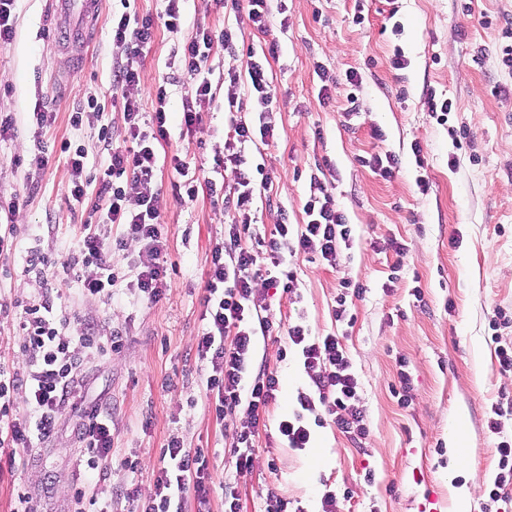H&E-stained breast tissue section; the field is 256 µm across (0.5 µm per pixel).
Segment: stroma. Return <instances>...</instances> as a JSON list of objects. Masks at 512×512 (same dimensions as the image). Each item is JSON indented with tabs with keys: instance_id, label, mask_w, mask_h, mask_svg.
I'll return each instance as SVG.
<instances>
[{
	"instance_id": "stroma-1",
	"label": "stroma",
	"mask_w": 512,
	"mask_h": 512,
	"mask_svg": "<svg viewBox=\"0 0 512 512\" xmlns=\"http://www.w3.org/2000/svg\"><path fill=\"white\" fill-rule=\"evenodd\" d=\"M112 0H103L95 38L80 61L56 42L47 0H18L16 35L0 45V113H13L15 138L0 143V197L25 181L35 190L16 211L14 254L0 257V301L30 298L36 284L26 270L30 249L66 254L87 207L71 205L64 161L31 171L35 150L30 113L46 102L57 114L50 134L82 146L88 170L98 173L106 152L97 138L101 120L87 100L110 99ZM178 31L158 28L143 62L142 96L162 76L182 77L183 43L197 26L233 27L239 44L261 49L276 41L265 64L274 99L265 121L262 154L271 182L258 194V232L274 233L280 219L307 221L311 179L324 183L352 228V242L337 267L299 254L292 257L294 291L258 283L275 329L259 338L258 353L276 368L281 391L266 416L248 472L226 475L224 452L233 426L247 421L245 407L216 420L205 406L202 363L195 338L203 326L207 258L233 213L200 192L178 199L169 165L149 190L166 226L171 286L155 304L131 293L111 305L85 298L77 283L60 290L63 307L107 320L125 331L123 346L88 357L78 374L80 395L59 414L56 433L27 463L0 474V512H9L13 488H25L37 512H70L75 487L93 486L81 463L74 430L86 407L112 414V512H134L150 495L160 450L170 437L208 449L213 463L210 508L224 512L233 491L241 512H261L268 493L288 498L292 512H319L325 489L336 492L335 512H456L450 489H473L470 512H483L498 472L496 445L512 437V372H500L497 343L512 342V70L501 65L512 44V0H273L266 32L250 23L234 0H186ZM404 66H397V58ZM209 64L218 100L195 132L182 131L178 88L169 97L166 155L188 157L209 169L223 154L228 124L224 95H243L246 83H225L242 58L215 44ZM327 72L329 84L319 74ZM448 100V113L431 109ZM83 122L71 123L73 113ZM424 167H417L414 147ZM396 156L393 178L379 176L375 157ZM362 284L352 324L336 323L333 308L343 280ZM304 320L311 335L336 333L360 382L369 426L358 441L327 423L312 429L309 447H287L278 423L313 393L297 356L279 359L288 323ZM406 360L410 402L400 405L398 362ZM504 411L502 432L487 428L492 406ZM465 428H458V417ZM464 456L452 447L453 435ZM324 451L314 461L312 449ZM137 459V472L122 467Z\"/></svg>"
}]
</instances>
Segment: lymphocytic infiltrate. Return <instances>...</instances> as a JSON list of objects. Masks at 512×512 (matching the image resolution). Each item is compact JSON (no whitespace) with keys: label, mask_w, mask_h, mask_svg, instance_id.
Segmentation results:
<instances>
[{"label":"lymphocytic infiltrate","mask_w":512,"mask_h":512,"mask_svg":"<svg viewBox=\"0 0 512 512\" xmlns=\"http://www.w3.org/2000/svg\"><path fill=\"white\" fill-rule=\"evenodd\" d=\"M112 13L110 38L113 64L112 84L120 89L127 144L114 143L108 124H101L98 137L105 144L106 157L99 178L86 173L87 154L83 148L62 141L58 153H50L46 134L56 122V112L36 107L37 152L31 163L45 169L54 155H63L70 173L69 192L77 204L89 205L93 223L80 225L76 247L67 257L32 252L28 269L39 285L37 295L22 302L16 324L19 360L0 362V463L8 468L22 464L41 442L54 434L61 409L75 400L80 360L78 351L99 355L119 350L121 331L104 330L100 321L75 317L57 304L56 288L65 279H76L83 295L111 304L120 290L137 292L148 303L158 302L170 288L168 238L159 222L156 198L148 190L158 168V147L168 141V91L166 82L153 89L154 109L144 112L139 93L140 71L154 39L156 22L177 31L184 22V0H164L160 18L140 15L130 0H119ZM236 34L225 28L196 27L180 55L189 80L183 93V124L196 128L201 111L216 100L212 90L210 56L215 43L235 49ZM243 104L235 95L224 101L229 131L224 152L215 156L214 175L202 179L197 168L180 155L171 165L178 176L174 190L178 198L195 199L200 186L222 197L225 207L234 209V223L221 242L211 250L205 283V324L196 339L197 356L206 367V398L216 417L246 406L249 419L233 432L230 462L236 473L249 471L251 450L265 414L277 399L280 381L277 371L256 363L257 335H269V319H255L262 302L253 288L258 278L289 293L294 289V273L288 259L305 253L336 266L341 245L350 243L352 229L327 189L311 195L305 205L308 221L292 226L280 220L276 236L264 250L243 242L241 230L252 224L256 178L264 174V164H250L246 145L254 137L269 139L270 126H254L243 119ZM233 168V184L216 182L217 174ZM141 248L133 259L131 273L112 266L113 250L130 242ZM74 325L75 332L64 336L60 327ZM288 341L296 346L306 372L315 384L317 397L300 396L293 416L280 421L278 432L288 447L302 449L311 439V425L332 420L337 428L355 439L366 438L369 429L359 402V380L338 336L310 338L300 321L289 324ZM23 395L25 412H17L16 395ZM85 450V465L99 482L112 474V415L94 405L85 409L78 429ZM162 466L154 480V491L141 503L138 512H184L187 497H195L197 512H209L208 482L210 459L204 449L184 447L171 438L160 453Z\"/></svg>","instance_id":"lymphocytic-infiltrate-1"}]
</instances>
